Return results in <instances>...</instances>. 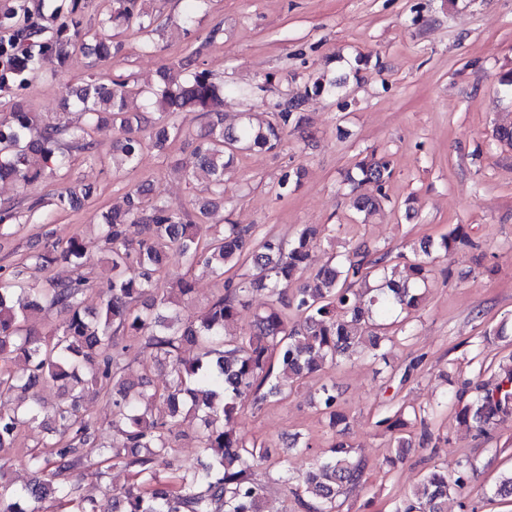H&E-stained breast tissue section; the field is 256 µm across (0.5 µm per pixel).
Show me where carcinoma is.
<instances>
[{"label":"carcinoma","instance_id":"cac0c4a2","mask_svg":"<svg viewBox=\"0 0 512 512\" xmlns=\"http://www.w3.org/2000/svg\"><path fill=\"white\" fill-rule=\"evenodd\" d=\"M70 21L55 23L45 0H20L19 7L0 10V27L14 30L13 38L0 42V90L22 86L36 76L44 59L53 57L63 66L77 47H91L107 59L121 44L105 31L133 29L144 37V48L166 24L148 8L150 0H112V7L99 29L82 27V0H70ZM177 63L159 71L158 82L135 89L123 78L106 80L90 76L65 92L64 105L79 108L84 122L77 125L46 123L28 110L20 98L10 111L0 115V181L28 185L53 180L69 164L73 154L95 160L97 137L118 134L112 145V167L133 169L144 148L158 149L182 139L192 146V166L174 165L188 182L204 184L199 213L209 217L224 207V177L244 149L273 152L280 148L290 126L308 123L302 112L305 97H291L276 104L278 111L254 119L243 113L237 126L224 123V83L207 69L189 70ZM338 81L317 76L306 90L315 96L336 94ZM145 97L159 111V122L143 134L138 112L129 111V101ZM200 113L199 127L177 122L180 112ZM391 163L376 153L364 157L347 172L353 209L368 218L388 202L384 186L392 177ZM364 183H373L378 194L358 193ZM150 188L127 191L112 210L97 215L99 239L110 254L112 278L108 280L100 309L84 305L87 278H51L31 282L25 270L0 267V395L20 390L31 393L22 411H0V453L12 448L24 424L41 419L52 437L27 450L26 464L35 474L20 490L11 488L0 472V512H28L25 504L49 493L72 507V512H97L94 501L70 498L66 477L84 465L88 457L96 464H122L132 469L133 482L122 488L117 512H264L266 486L253 478L258 461L275 468L281 454L262 442L239 436L224 427L240 405L278 402L288 398L306 379L329 366L351 358L367 357L387 362L381 343H395L406 333L412 311L423 301L430 272L427 257L435 250L446 256L473 246L461 225L436 245L425 244V258L397 272L391 251L358 247L340 260L330 256L313 267L316 250L326 229L305 226L284 242L273 236L257 237L254 227L234 224H197L189 214L149 197ZM92 196L89 187H62L53 205L73 209ZM86 244L73 237L66 243L46 241L31 256L34 264L48 269L58 263L73 270L83 265ZM187 269L200 266L224 281V291L194 318L181 314L182 304L194 293L187 275L177 277L166 291L157 288L156 276L172 263ZM247 262L252 277L224 280L226 269ZM137 265L141 274L132 279L125 269ZM311 281L300 284L305 272ZM267 291L269 303L254 314L252 329L244 334L231 330L240 311L255 290ZM56 309L60 322L46 332L39 315ZM130 336L150 349L161 365L169 367L162 389H147L125 378L122 353L113 337ZM196 355L187 359L185 349ZM24 363L23 373L9 363ZM491 372L490 382L475 384L477 395L464 400L458 390L444 402L454 407L459 421L474 424L477 434H489L497 419L512 415V361L479 372ZM108 390L115 408L112 425H121L123 443L109 449L99 442V427L81 409L85 382ZM45 383L60 387L64 398L47 408L33 390ZM315 405L331 425L344 419L335 385L321 380L315 389ZM423 409L393 407L376 422L402 454L416 445L425 447L439 440L428 428ZM193 416L201 422L197 447L205 460L184 469L175 482L160 479L158 468L170 466L171 437L182 421ZM420 423L418 443L405 436V429ZM366 463L353 446L332 443L323 456L299 477L295 500L306 512H339L341 497L360 483ZM474 466L457 462L453 472L434 467L398 504L395 512H447L448 497L459 494L470 482ZM492 496L512 503V475L499 480Z\"/></svg>","mask_w":512,"mask_h":512}]
</instances>
